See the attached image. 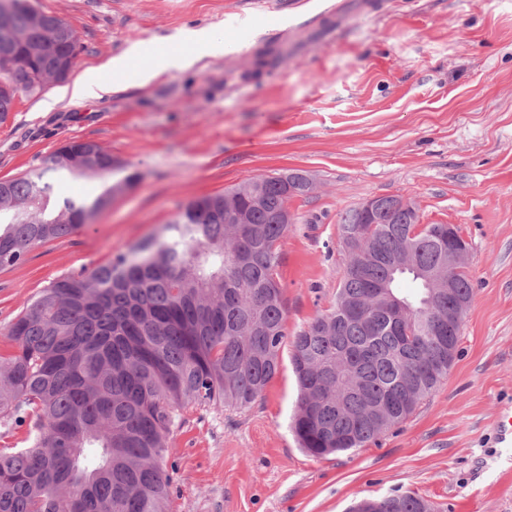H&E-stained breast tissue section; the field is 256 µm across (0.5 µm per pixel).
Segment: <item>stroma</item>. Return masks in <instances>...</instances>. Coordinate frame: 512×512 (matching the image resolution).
<instances>
[{"instance_id":"1","label":"stroma","mask_w":512,"mask_h":512,"mask_svg":"<svg viewBox=\"0 0 512 512\" xmlns=\"http://www.w3.org/2000/svg\"><path fill=\"white\" fill-rule=\"evenodd\" d=\"M39 0L77 33L69 82L19 94L0 123V180L68 140L110 152L136 184L92 223L0 268L9 326L56 279L108 263L191 199L300 170L279 281L295 336L331 308L348 254L342 215L372 196L452 224L470 246L475 296L447 378L364 448L308 456L291 429V347L248 408H190L169 436V512H348L411 493L440 512H512V462L494 420L512 408V0ZM330 21L332 36L314 27ZM250 26L237 48L147 79L157 49L187 55L192 30ZM133 58L116 92L71 101L72 82Z\"/></svg>"}]
</instances>
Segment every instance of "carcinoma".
Instances as JSON below:
<instances>
[{
	"instance_id": "1",
	"label": "carcinoma",
	"mask_w": 512,
	"mask_h": 512,
	"mask_svg": "<svg viewBox=\"0 0 512 512\" xmlns=\"http://www.w3.org/2000/svg\"><path fill=\"white\" fill-rule=\"evenodd\" d=\"M30 0H0V122L19 93L43 89L28 47L49 43ZM73 141L27 175L0 181V267L67 236L134 177L116 182L112 154ZM98 177L92 199L57 200L54 178ZM235 196L246 224L224 223ZM290 196L277 176L190 201L176 220L126 252L40 291L8 329L0 356V439L27 426L26 445H0V512H168L167 439L181 411L248 407L279 372L287 338L278 279L279 221ZM443 224L411 209L371 226L354 208L341 236L368 237L349 253L336 303L292 339L300 387L293 429L313 457L364 448L403 423L447 378L461 327L457 302L473 299L468 270L448 293ZM351 512H435L411 494L363 498Z\"/></svg>"
}]
</instances>
